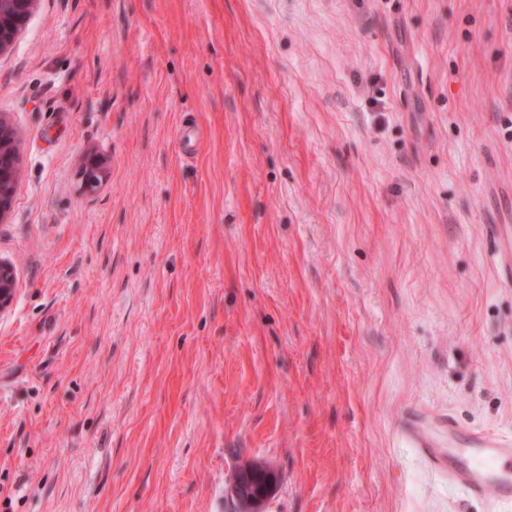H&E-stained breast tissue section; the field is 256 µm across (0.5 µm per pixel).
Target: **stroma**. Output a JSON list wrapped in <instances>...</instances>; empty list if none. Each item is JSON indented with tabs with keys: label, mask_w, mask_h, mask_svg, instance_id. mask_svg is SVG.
I'll use <instances>...</instances> for the list:
<instances>
[{
	"label": "stroma",
	"mask_w": 512,
	"mask_h": 512,
	"mask_svg": "<svg viewBox=\"0 0 512 512\" xmlns=\"http://www.w3.org/2000/svg\"><path fill=\"white\" fill-rule=\"evenodd\" d=\"M1 112L0 512H237L249 462L488 512L437 459L512 433V0H41ZM20 176L16 133L9 119L2 112L0 113V223H3L9 215ZM80 191L85 195H94L108 176V161L97 151H88L81 161ZM497 239L498 268L507 280L512 277V226L510 224L490 225ZM17 284L15 265L0 258V313L7 310L14 299Z\"/></svg>",
	"instance_id": "stroma-1"
}]
</instances>
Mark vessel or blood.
<instances>
[{
  "label": "vessel or blood",
  "instance_id": "obj_1",
  "mask_svg": "<svg viewBox=\"0 0 512 512\" xmlns=\"http://www.w3.org/2000/svg\"><path fill=\"white\" fill-rule=\"evenodd\" d=\"M498 268L512 277V226L493 225ZM448 478L470 496L492 506L512 505V435L487 430L464 431L448 423Z\"/></svg>",
  "mask_w": 512,
  "mask_h": 512
}]
</instances>
